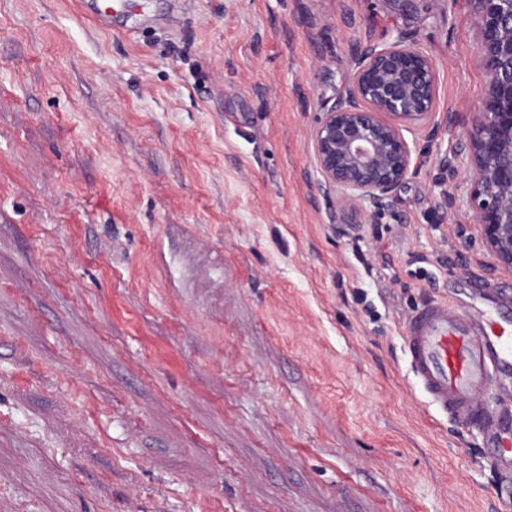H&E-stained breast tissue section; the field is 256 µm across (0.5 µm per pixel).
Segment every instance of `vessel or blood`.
I'll use <instances>...</instances> for the list:
<instances>
[{"instance_id": "vessel-or-blood-1", "label": "vessel or blood", "mask_w": 512, "mask_h": 512, "mask_svg": "<svg viewBox=\"0 0 512 512\" xmlns=\"http://www.w3.org/2000/svg\"><path fill=\"white\" fill-rule=\"evenodd\" d=\"M405 354L429 405L470 423L489 441L492 464L512 470L500 414L484 399L497 376L512 373V313L471 316L445 303L426 304L407 323Z\"/></svg>"}]
</instances>
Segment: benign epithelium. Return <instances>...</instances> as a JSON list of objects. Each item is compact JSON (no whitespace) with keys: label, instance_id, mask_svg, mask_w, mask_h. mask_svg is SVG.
I'll use <instances>...</instances> for the list:
<instances>
[{"label":"benign epithelium","instance_id":"benign-epithelium-1","mask_svg":"<svg viewBox=\"0 0 512 512\" xmlns=\"http://www.w3.org/2000/svg\"><path fill=\"white\" fill-rule=\"evenodd\" d=\"M484 95L460 149L438 166L448 179L466 161L472 223L484 247L512 267V0H468ZM354 71L338 103L312 132L318 187L336 192V213L391 208L395 189L416 170V139L436 137L437 74L432 58L405 34L386 45L357 44Z\"/></svg>","mask_w":512,"mask_h":512}]
</instances>
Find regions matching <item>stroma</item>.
<instances>
[{"mask_svg":"<svg viewBox=\"0 0 512 512\" xmlns=\"http://www.w3.org/2000/svg\"><path fill=\"white\" fill-rule=\"evenodd\" d=\"M467 0H0V512H498L417 389L415 310L512 309L438 158L484 94ZM437 67L394 206L334 224L311 131L352 47Z\"/></svg>","mask_w":512,"mask_h":512,"instance_id":"1","label":"stroma"}]
</instances>
